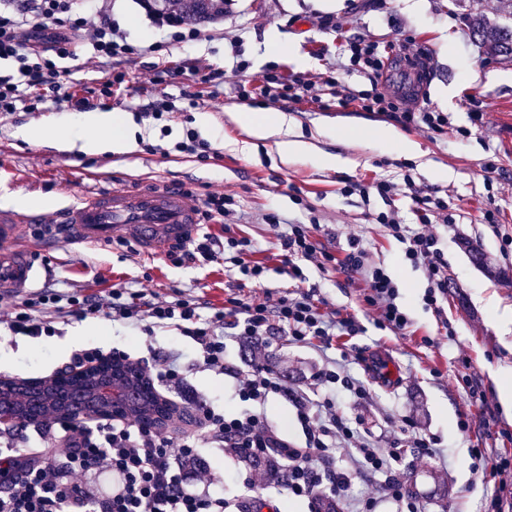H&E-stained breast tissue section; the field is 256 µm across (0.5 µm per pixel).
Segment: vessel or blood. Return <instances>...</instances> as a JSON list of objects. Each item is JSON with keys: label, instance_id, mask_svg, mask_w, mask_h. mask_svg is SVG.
Instances as JSON below:
<instances>
[{"label": "vessel or blood", "instance_id": "obj_1", "mask_svg": "<svg viewBox=\"0 0 512 512\" xmlns=\"http://www.w3.org/2000/svg\"><path fill=\"white\" fill-rule=\"evenodd\" d=\"M36 215L0 210V291L30 287L35 267L27 250L15 247L20 227ZM204 224L200 198L165 185L103 192L66 205L48 235L63 248L126 242L142 257L161 258L177 243L187 244Z\"/></svg>", "mask_w": 512, "mask_h": 512}]
</instances>
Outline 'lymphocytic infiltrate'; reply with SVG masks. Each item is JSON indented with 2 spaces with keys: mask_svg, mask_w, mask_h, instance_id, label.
I'll return each instance as SVG.
<instances>
[{
  "mask_svg": "<svg viewBox=\"0 0 512 512\" xmlns=\"http://www.w3.org/2000/svg\"><path fill=\"white\" fill-rule=\"evenodd\" d=\"M73 5L74 0H23L16 11H0V60L13 61L16 66L15 74L0 75V119L15 114L18 107L35 112L48 102L76 111L90 107V98L77 90L68 71L58 65L59 60L72 56V38L83 32L90 36L95 58L111 67L99 96L111 98L124 85L125 74L118 70V63L137 54L155 55L159 61L152 64L151 76L140 89L148 100L144 116L167 122L182 108L197 104L199 92L185 90L177 96L166 92L164 84L173 71L170 62L159 57L160 44L134 46L116 24L90 25L87 17L75 13ZM410 43L407 37L387 45L359 37L347 40L343 49L346 70L362 74L367 81L360 89L342 87L332 69L315 76L267 69L261 76V102L318 103L331 95L342 105L389 114L407 130L441 135L453 129L459 136H471L473 127L482 122V113L471 114L470 126L456 127L447 113L414 109L407 99L383 89L381 79L391 53ZM202 204L207 220L224 222L223 238L202 234L189 245L173 247L167 258L180 265L227 255L240 278L223 307L204 314L196 300L187 297L151 301L124 288L98 297L73 294L64 300L83 318L121 321L147 332L156 327L179 331L192 340L199 368L236 379L237 395L247 403V410L227 414L210 402L194 400L198 427L183 435L177 447L168 433L123 419L104 418L92 424L56 418L34 426L18 423L7 429V441L0 448V481L9 486L0 495V512H262L268 499L257 474L247 478L250 499L212 492L215 478L200 455L202 442L232 449L241 457L261 456L284 463L288 495L305 501L309 512H324L327 506L348 502L354 503L353 512H379L386 503L394 512H423L420 500L407 491L396 469L398 450L375 447L371 435L341 409L339 397L360 403L370 396L367 385L348 365L327 357L314 386L296 390L265 363L278 336L291 343L314 340L326 351L334 337L364 331L355 315L327 307L316 288L305 287L303 263L339 270L350 284L363 282L362 302L374 325L401 335L411 322L390 273L370 262L359 237L348 239L345 255L339 258L319 245L314 225H284L270 214L266 222L277 231L278 249L295 287L268 289L260 298L246 297L244 288L262 282L267 268L252 260L251 239L238 235L225 222L235 200L228 194L209 192ZM432 204V213L419 214L415 228L401 223L394 210L377 214L375 221L402 244L406 260L422 269L427 282L422 300L436 311L447 294L448 275L433 221L447 219L448 203L436 197ZM59 300V295L40 290L13 311L0 314V324L24 336H54L51 316L38 314L37 309ZM228 336L253 345L248 371L226 360L224 339ZM274 395L284 397L293 407L302 440L287 439L269 424L264 408ZM363 478L378 482L379 497L351 499L352 484Z\"/></svg>",
  "mask_w": 512,
  "mask_h": 512,
  "instance_id": "1",
  "label": "lymphocytic infiltrate"
}]
</instances>
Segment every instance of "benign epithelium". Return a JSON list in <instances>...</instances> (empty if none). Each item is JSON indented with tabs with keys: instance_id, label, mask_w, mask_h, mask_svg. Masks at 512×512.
Returning a JSON list of instances; mask_svg holds the SVG:
<instances>
[{
	"instance_id": "7a95c632",
	"label": "benign epithelium",
	"mask_w": 512,
	"mask_h": 512,
	"mask_svg": "<svg viewBox=\"0 0 512 512\" xmlns=\"http://www.w3.org/2000/svg\"><path fill=\"white\" fill-rule=\"evenodd\" d=\"M140 375L139 363L103 355L83 370L65 367L45 378L3 376L0 378V424L33 422L41 418L43 406L49 401L54 402L55 413L66 418L88 422L100 417L129 418L144 410L142 406H135L138 396L134 382ZM162 424L197 426L191 410L175 406Z\"/></svg>"
}]
</instances>
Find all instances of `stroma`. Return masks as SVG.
Instances as JSON below:
<instances>
[{
  "label": "stroma",
  "instance_id": "stroma-1",
  "mask_svg": "<svg viewBox=\"0 0 512 512\" xmlns=\"http://www.w3.org/2000/svg\"><path fill=\"white\" fill-rule=\"evenodd\" d=\"M79 8L93 24L106 19L118 23L132 44L166 37L137 0H112L104 10L96 0H79ZM326 14L336 16L339 31L317 28L316 18ZM195 25L207 32L217 30L218 35L174 47V60L223 64L231 55L232 40L240 35L244 55L253 66L244 74L225 72L218 87L203 90L197 108L163 129L139 115L143 100L138 89L148 76L149 57L127 58L120 65L126 82L113 98L111 111L129 118L136 128L134 153L83 155L16 137L19 128H45L68 117V110L51 105L38 114L22 110L15 118L0 121V188L25 196L28 211L40 217L39 223L23 225L20 232L42 270L38 288L49 287L61 295H95L123 286L149 297H191L208 309L223 306L225 290L238 272L220 261L175 266L165 259L142 258L122 243L73 252L41 250L42 227L55 223L61 204L141 181L177 184L200 195L209 191L234 195L237 232L252 240L255 260L272 267L263 282L269 289H290L294 283L276 271L279 250L275 232L264 220L266 214L300 224L317 222L318 239L333 251L345 247L349 235H359L372 260L384 265L398 282L401 301L413 320L411 331L396 335L376 328L358 285L309 264L308 285L317 288L329 307L358 314L365 331L344 348L325 352L313 343L293 345L277 338L267 363L288 386L304 389L323 357L338 359L343 353L357 352L387 360L391 376L380 382L370 379L364 367L351 365V372L368 381L371 391L370 401L353 407V414L369 428L377 447H400L398 467L406 487L423 501L427 512H483L486 488L470 471L468 450L477 443L496 454L512 450V408L502 405L496 384L498 370L512 368V246L503 242L504 235L512 236V59L489 55L472 41L467 9L455 0H225L223 16L201 18ZM275 34L283 47L271 51L267 42ZM401 35L413 37L407 58L424 75L415 105L448 113L455 127L469 125L473 111L482 112V124L470 137H458L454 131L441 136L409 131L408 139L419 143L424 155L408 162L375 149L367 138L371 129L394 126L393 118L340 105L327 95L322 105H290L286 111L304 138H312L321 126L338 129L336 141L323 140L319 146L355 159V166L322 170L306 161L285 165L272 145L264 142L248 154L225 148V138H246L244 130L230 121V113L254 109L238 98L236 89L257 81L267 64L315 75L340 62L342 46L350 38L387 44ZM202 116L221 132L210 141L214 158L205 163L172 150L183 136L186 118ZM148 143L171 149V156L146 152ZM436 167L443 169V176L433 175ZM407 175L415 183L416 195L366 200L341 191L348 179L376 177L399 184ZM435 196L448 199V221L437 228L448 264V295L439 317L423 307L426 282L421 271L405 260L401 244L374 221L377 213L393 209L403 223H416L421 199ZM489 209L496 210V223L486 222L484 213ZM468 242L481 248L482 265L470 260L464 248ZM54 321L58 333L50 338L14 336L0 325V375L45 377L84 348H118L135 359L171 351L180 353L185 385L200 399L229 413L243 408L234 379L195 367L191 341L175 329L158 328L148 335L117 321L82 319L65 309L55 313ZM448 324L455 331L451 339L444 330ZM467 374L479 379L487 407L495 415L490 426H477L468 437L457 429L459 417L474 411L461 382ZM404 412L414 415L418 429L440 437L445 461L414 454L409 438L399 431L397 416ZM201 455L212 472L222 476L225 497L248 496L243 480L250 465L220 448H202Z\"/></svg>",
  "mask_w": 512,
  "mask_h": 512
}]
</instances>
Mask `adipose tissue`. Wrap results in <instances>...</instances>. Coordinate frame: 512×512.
<instances>
[{
  "mask_svg": "<svg viewBox=\"0 0 512 512\" xmlns=\"http://www.w3.org/2000/svg\"><path fill=\"white\" fill-rule=\"evenodd\" d=\"M230 118L244 128L248 135L244 141L225 139V146L232 149L244 152L249 149L251 141H269L272 142L279 160L285 164L301 159L330 169H340L350 164L349 158L325 152L314 142L295 133L287 113L277 112L269 117L254 120L248 113L234 112ZM17 135L32 141L48 138L57 142L64 150H76L84 154L108 152L127 155L137 148L134 132L126 130L122 121L108 111L85 112L52 128H22L18 130Z\"/></svg>",
  "mask_w": 512,
  "mask_h": 512,
  "instance_id": "ef3b65f1",
  "label": "adipose tissue"
}]
</instances>
